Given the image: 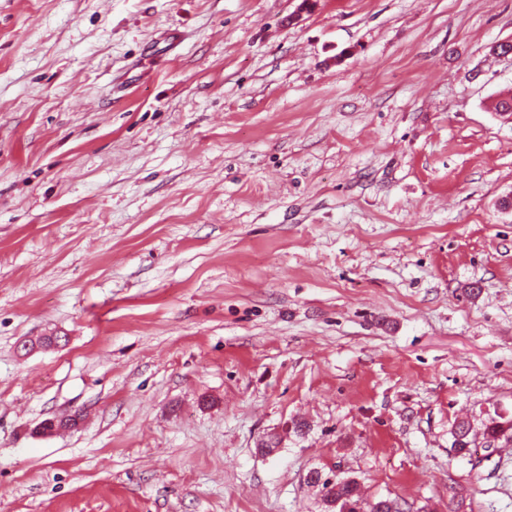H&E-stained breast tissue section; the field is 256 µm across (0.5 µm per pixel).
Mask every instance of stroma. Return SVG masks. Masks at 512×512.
<instances>
[{
    "label": "stroma",
    "instance_id": "stroma-1",
    "mask_svg": "<svg viewBox=\"0 0 512 512\" xmlns=\"http://www.w3.org/2000/svg\"><path fill=\"white\" fill-rule=\"evenodd\" d=\"M299 3L0 0V512H512V0ZM321 476V475H320ZM317 473V475H313V472L310 475L309 480L313 484L321 485L322 491L324 493V499L330 501V503L334 504V511L337 512H356V511H345V508L349 504L357 503L359 505V512H402L403 507L402 504L394 499H381L374 503H366L363 500L362 493L359 490L358 483L349 479L348 477H336L334 483L330 486L327 482L323 481L320 484L321 477ZM338 509V510H335Z\"/></svg>",
    "mask_w": 512,
    "mask_h": 512
}]
</instances>
